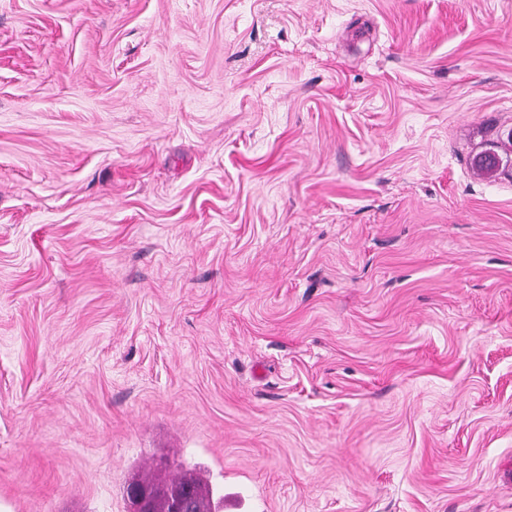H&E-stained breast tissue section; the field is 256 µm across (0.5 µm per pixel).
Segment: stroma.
Listing matches in <instances>:
<instances>
[{"instance_id": "stroma-1", "label": "stroma", "mask_w": 512, "mask_h": 512, "mask_svg": "<svg viewBox=\"0 0 512 512\" xmlns=\"http://www.w3.org/2000/svg\"><path fill=\"white\" fill-rule=\"evenodd\" d=\"M157 471L512 512V0H0V507Z\"/></svg>"}]
</instances>
